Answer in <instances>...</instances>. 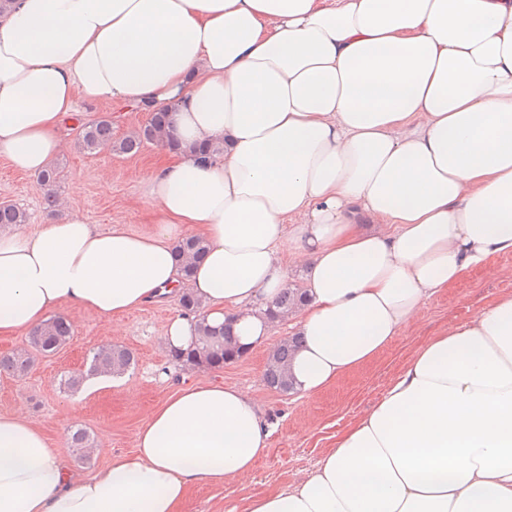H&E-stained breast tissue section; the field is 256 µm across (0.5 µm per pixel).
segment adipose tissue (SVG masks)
<instances>
[{"label":"adipose tissue","instance_id":"1","mask_svg":"<svg viewBox=\"0 0 512 512\" xmlns=\"http://www.w3.org/2000/svg\"><path fill=\"white\" fill-rule=\"evenodd\" d=\"M97 102L174 111L179 151L141 173L153 226L65 210L0 232V338L64 303L108 318L171 293L174 247L196 236L202 310L169 319L166 349L201 319L243 352L266 345L300 258L291 371L312 397L512 254V0H13L0 154L50 168ZM269 435L252 392L198 383L80 478L32 419L0 415V512H178L247 477ZM245 512H512V293L419 346L314 470ZM289 283L299 288H286L272 302L266 311L270 321L288 317V314L296 312L305 301L306 292L303 288V267L298 263L289 265Z\"/></svg>","mask_w":512,"mask_h":512}]
</instances>
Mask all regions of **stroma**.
<instances>
[{"instance_id": "1", "label": "stroma", "mask_w": 512, "mask_h": 512, "mask_svg": "<svg viewBox=\"0 0 512 512\" xmlns=\"http://www.w3.org/2000/svg\"><path fill=\"white\" fill-rule=\"evenodd\" d=\"M82 112L89 121L110 116L118 138L149 118L148 111L106 102L84 105ZM77 135V130H68L67 148L53 163L60 173L56 186L60 199L99 228L122 224L133 232H148L150 212L142 201L138 173L165 155L164 146L148 143L134 156L106 149L90 155L77 147ZM106 181L112 185L107 194L101 190ZM45 192L38 174L17 171L0 155V202L23 209L28 229L50 218ZM504 291L512 292V254L490 257L464 280L427 299L412 323L378 356L310 398L266 386L263 372L269 347L221 368L172 365L161 336L180 310L176 297L146 303L114 320L65 305L58 314L72 327L70 340L57 353L37 356L24 375L0 374V415L27 413L44 430L51 447L84 477L111 456L130 453L140 425L181 387L220 380L251 391L270 424L267 455L243 481L195 488L179 508V512H244L250 495L275 492L303 478L332 447L337 434L378 398L416 347L473 316ZM104 344L131 349L137 358L135 369L92 394L60 388V379L82 372L89 351ZM74 426L86 428L93 440L107 442L90 461L79 459L69 444Z\"/></svg>"}]
</instances>
